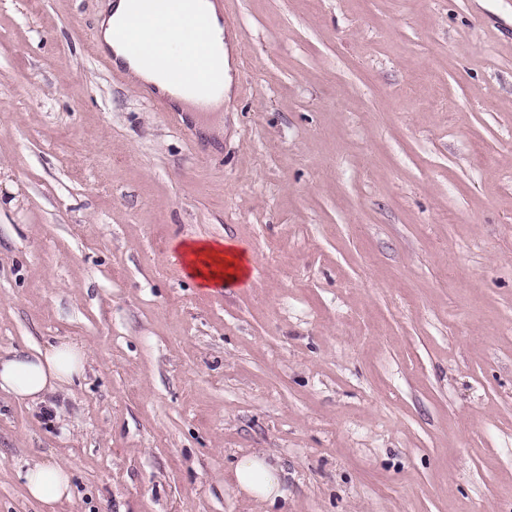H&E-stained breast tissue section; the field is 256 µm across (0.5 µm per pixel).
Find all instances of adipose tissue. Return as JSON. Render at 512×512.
I'll use <instances>...</instances> for the list:
<instances>
[{
    "label": "adipose tissue",
    "instance_id": "ef3b65f1",
    "mask_svg": "<svg viewBox=\"0 0 512 512\" xmlns=\"http://www.w3.org/2000/svg\"><path fill=\"white\" fill-rule=\"evenodd\" d=\"M205 9L207 34L212 39L208 77L221 80L229 70L224 19L212 0H207ZM120 28L134 35L148 49L157 41L158 31L140 21L130 0H110L100 23L101 41L112 49L117 61L126 63L133 83L151 85L166 94L170 91L169 71L198 70L196 37L171 43L165 65L160 68L149 59L128 57L123 45L114 37ZM180 258L185 272L212 290L240 283L249 273V257L223 240L183 243ZM88 361V347L76 341L51 344L28 353L0 355V392L18 401L44 402L48 396L70 391L84 377ZM23 479L29 498L38 502L44 512H57L59 505L72 499V474L59 462L33 460L28 463ZM229 481L236 496L254 505L257 512L275 505L283 496V469L273 453L262 448L236 455L229 469Z\"/></svg>",
    "mask_w": 512,
    "mask_h": 512
}]
</instances>
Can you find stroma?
Returning a JSON list of instances; mask_svg holds the SVG:
<instances>
[{"label": "stroma", "instance_id": "obj_1", "mask_svg": "<svg viewBox=\"0 0 512 512\" xmlns=\"http://www.w3.org/2000/svg\"><path fill=\"white\" fill-rule=\"evenodd\" d=\"M108 0H0V354L78 340L80 386L0 397V512H512V0H222L223 111L160 112L89 52ZM195 237L249 279L209 292ZM180 258L185 272L212 290L242 282L251 264L248 256L224 240L183 243ZM236 496L255 506L256 511L275 505L283 498V468L269 450L262 448L236 454L229 469ZM22 477L27 495L44 512H57L59 505L72 499V474L59 462L35 459L27 463Z\"/></svg>", "mask_w": 512, "mask_h": 512}]
</instances>
